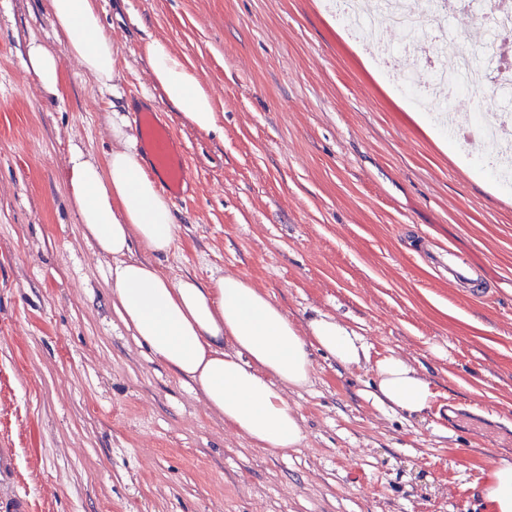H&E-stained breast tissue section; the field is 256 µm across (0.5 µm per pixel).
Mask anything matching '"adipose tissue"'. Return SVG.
Listing matches in <instances>:
<instances>
[{
  "mask_svg": "<svg viewBox=\"0 0 512 512\" xmlns=\"http://www.w3.org/2000/svg\"><path fill=\"white\" fill-rule=\"evenodd\" d=\"M50 7L52 26L63 35L68 56L93 78L100 93L118 94L120 51L102 31L97 0H50ZM145 56L151 80L167 102L198 130H217L213 96L169 42L150 40ZM26 65L44 93H59L62 66L55 52L31 43ZM107 129L111 147L103 160L75 147L67 165L83 232L115 261L112 305L155 358L200 389L226 426L274 452L299 444L300 418L283 391L310 384L315 349L345 367L371 368L376 406L409 415L431 407L436 393L429 380L400 356L371 360L364 337L335 316L315 310L298 325L242 274L225 273L206 287L133 258L136 242L152 253L168 254L176 218L156 177L147 173L125 116L113 112Z\"/></svg>",
  "mask_w": 512,
  "mask_h": 512,
  "instance_id": "ef3b65f1",
  "label": "adipose tissue"
}]
</instances>
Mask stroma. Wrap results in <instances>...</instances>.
<instances>
[{
  "label": "stroma",
  "mask_w": 512,
  "mask_h": 512,
  "mask_svg": "<svg viewBox=\"0 0 512 512\" xmlns=\"http://www.w3.org/2000/svg\"><path fill=\"white\" fill-rule=\"evenodd\" d=\"M121 51V100L64 57L49 0H0V512H493L512 465V187L473 145L444 143L379 33L355 37L324 0H98ZM214 97L196 129L150 80L155 38ZM62 54L59 96L25 66L30 42ZM160 107L186 150L191 200L175 207L173 277L246 276L299 322L318 309L404 357L437 393L412 416L375 406L374 375L313 352L286 391L297 447L271 455L225 426L112 306L111 257L82 231L67 158H101L106 119ZM485 274L471 295L419 250ZM482 493L495 512H512V466H501L494 470Z\"/></svg>",
  "instance_id": "35a3bbf8"
}]
</instances>
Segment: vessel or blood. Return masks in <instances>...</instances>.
<instances>
[{"label": "vessel or blood", "instance_id": "vessel-or-blood-1", "mask_svg": "<svg viewBox=\"0 0 512 512\" xmlns=\"http://www.w3.org/2000/svg\"><path fill=\"white\" fill-rule=\"evenodd\" d=\"M131 117L141 145L149 154L152 168L161 179L163 190L175 202H187L190 173L182 149L163 121L159 108L141 105L133 109ZM448 273L463 287L478 292L483 276L478 267L452 261L448 264Z\"/></svg>", "mask_w": 512, "mask_h": 512}]
</instances>
